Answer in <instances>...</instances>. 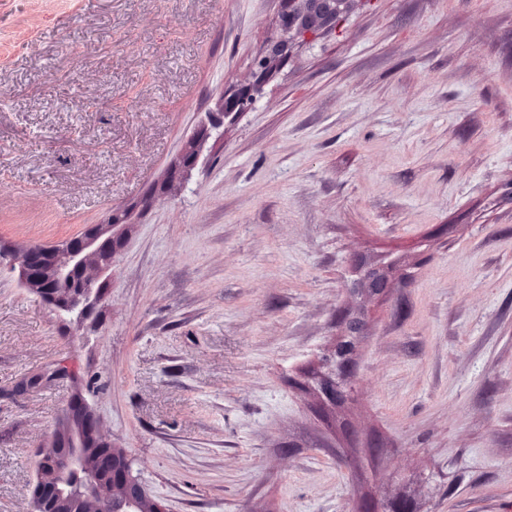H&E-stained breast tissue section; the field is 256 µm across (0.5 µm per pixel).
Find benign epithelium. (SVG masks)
<instances>
[{"instance_id":"obj_1","label":"benign epithelium","mask_w":512,"mask_h":512,"mask_svg":"<svg viewBox=\"0 0 512 512\" xmlns=\"http://www.w3.org/2000/svg\"><path fill=\"white\" fill-rule=\"evenodd\" d=\"M356 0H282L278 30L269 42L283 48L294 39L313 41L324 31L336 27V18L346 14ZM277 55L265 54L255 59L256 82L247 88L222 96L216 111L207 115L199 127L195 141L188 144L169 169V178L179 179L199 161L198 143L210 130L224 126L233 112H243L256 105L264 84L274 72ZM108 220L95 224L83 235L57 243L25 248L20 255V283L41 300L53 306L57 315L67 321L87 318L92 298L96 297L94 272L112 267L116 256L114 229ZM363 289L380 292L387 287L388 274L381 264L356 268ZM352 379L346 359L336 361V369L320 380V392L332 404L344 402L353 394L345 381ZM68 424L76 426L72 440L55 433L52 449L63 455V463L52 473L39 470L31 500V512H66V500H93L105 488L123 496L113 512H168L165 505L151 496L133 475L131 464L121 451L102 441L93 415L85 406L64 415Z\"/></svg>"}]
</instances>
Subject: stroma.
<instances>
[{"label":"stroma","instance_id":"stroma-1","mask_svg":"<svg viewBox=\"0 0 512 512\" xmlns=\"http://www.w3.org/2000/svg\"><path fill=\"white\" fill-rule=\"evenodd\" d=\"M279 10L0 0V240L134 210L83 326L0 267V512L81 398L169 512H512V0H359L170 181ZM387 266L381 264L361 265L356 268L359 275V283L362 289L371 292H380L387 288ZM346 360L347 355L337 360L336 369L332 375L320 380V392L334 405L344 402L353 394L352 387L344 384L345 381L352 379L350 360Z\"/></svg>","mask_w":512,"mask_h":512}]
</instances>
